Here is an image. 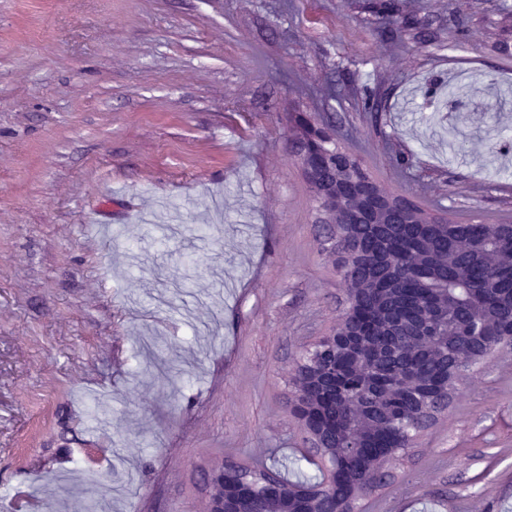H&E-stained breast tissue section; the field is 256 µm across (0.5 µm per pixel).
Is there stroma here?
Wrapping results in <instances>:
<instances>
[{"label": "stroma", "instance_id": "1", "mask_svg": "<svg viewBox=\"0 0 512 512\" xmlns=\"http://www.w3.org/2000/svg\"><path fill=\"white\" fill-rule=\"evenodd\" d=\"M298 112L388 192L511 221L512 0H0V512L318 476L294 378L347 292ZM366 504L512 512V347Z\"/></svg>", "mask_w": 512, "mask_h": 512}]
</instances>
